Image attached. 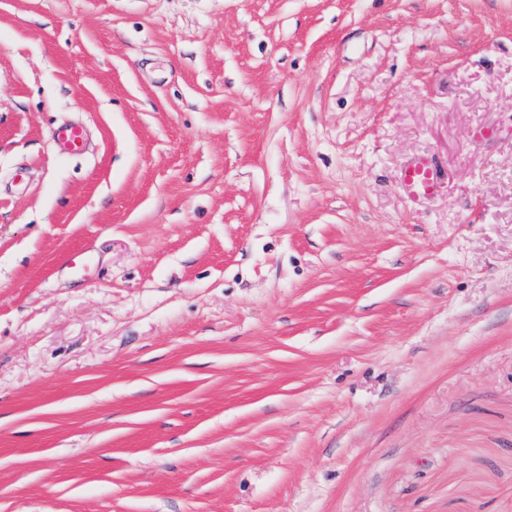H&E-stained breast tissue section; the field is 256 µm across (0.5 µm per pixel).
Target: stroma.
<instances>
[{"label":"stroma","instance_id":"stroma-1","mask_svg":"<svg viewBox=\"0 0 512 512\" xmlns=\"http://www.w3.org/2000/svg\"><path fill=\"white\" fill-rule=\"evenodd\" d=\"M0 512H512V0H0ZM54 136L58 147L65 154L75 156L85 150V132L79 125L59 127ZM400 187L407 198L416 203L433 195L438 187L437 174L425 157H416L403 169Z\"/></svg>","mask_w":512,"mask_h":512}]
</instances>
